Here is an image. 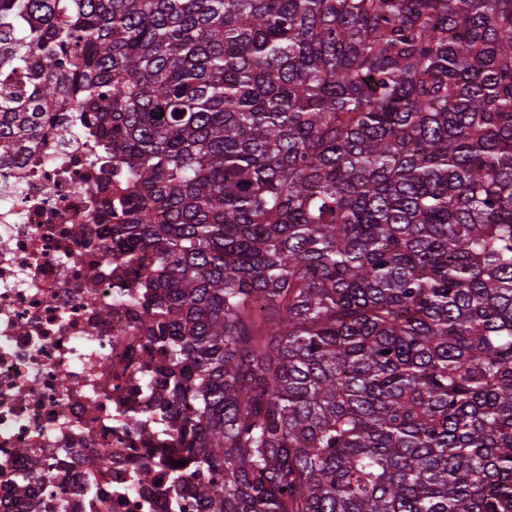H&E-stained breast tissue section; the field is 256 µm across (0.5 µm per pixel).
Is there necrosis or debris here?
Here are the masks:
<instances>
[{
	"label": "necrosis or debris",
	"mask_w": 512,
	"mask_h": 512,
	"mask_svg": "<svg viewBox=\"0 0 512 512\" xmlns=\"http://www.w3.org/2000/svg\"><path fill=\"white\" fill-rule=\"evenodd\" d=\"M60 118L0 179V512L53 506L61 489L92 482L99 491L79 512H199L190 489L174 500L136 481L138 467L161 474L179 458L157 407L168 386L161 357L142 360L139 281L104 253L94 147L69 113ZM134 414L140 426L126 428ZM104 449L106 469L84 473L80 459ZM34 458L51 479L28 478Z\"/></svg>",
	"instance_id": "4bbe7bcc"
}]
</instances>
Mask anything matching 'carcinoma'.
<instances>
[{"label":"carcinoma","instance_id":"obj_1","mask_svg":"<svg viewBox=\"0 0 512 512\" xmlns=\"http://www.w3.org/2000/svg\"><path fill=\"white\" fill-rule=\"evenodd\" d=\"M62 110L128 176L173 495L512 512V0H0V168Z\"/></svg>","mask_w":512,"mask_h":512}]
</instances>
